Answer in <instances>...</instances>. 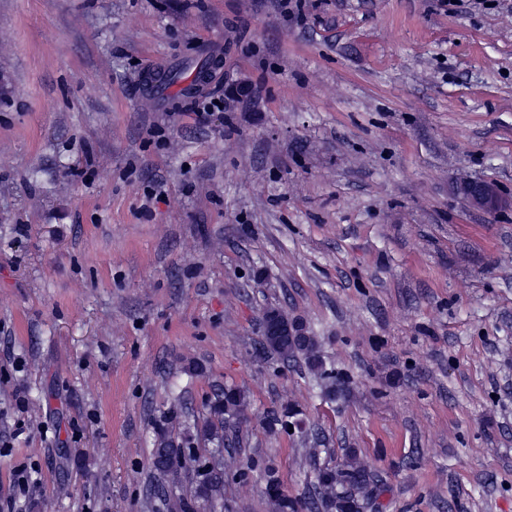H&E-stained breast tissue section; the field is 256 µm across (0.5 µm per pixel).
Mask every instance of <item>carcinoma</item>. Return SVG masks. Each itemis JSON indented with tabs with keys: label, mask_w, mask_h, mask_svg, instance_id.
Here are the masks:
<instances>
[{
	"label": "carcinoma",
	"mask_w": 512,
	"mask_h": 512,
	"mask_svg": "<svg viewBox=\"0 0 512 512\" xmlns=\"http://www.w3.org/2000/svg\"><path fill=\"white\" fill-rule=\"evenodd\" d=\"M206 66L207 62L203 61L169 70L161 76L150 73L141 79V85L152 88L161 79L169 83L180 82L192 72H202ZM292 324L294 335L285 339L265 336L260 339L261 349L283 361L303 360L322 380L325 395L335 398L344 385L343 374L326 368L318 343L303 322L295 319ZM247 418L245 393L229 387L215 394L214 401L207 405L204 424L196 433L187 434L182 444L160 438L159 445L153 450L155 470L181 474L192 485V496L180 498L181 512H197L201 506L208 512H223L224 469L214 461L212 453L197 447V443L204 437L219 447L239 448L242 444L239 427ZM265 480L266 494L277 512H362L364 501L381 492L374 473L358 463L353 452L345 462L319 470L316 481L302 499H292L284 493L274 469L266 468Z\"/></svg>",
	"instance_id": "cac0c4a2"
}]
</instances>
